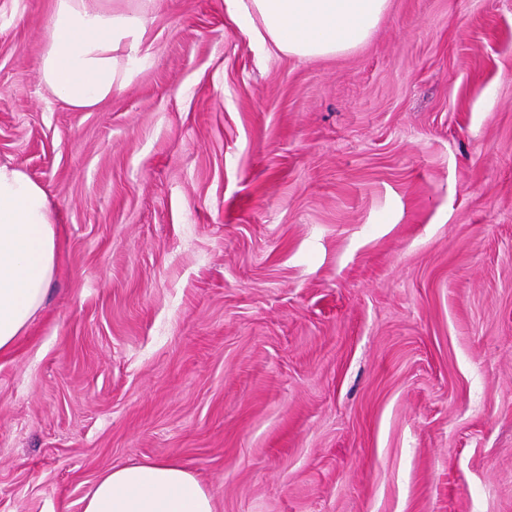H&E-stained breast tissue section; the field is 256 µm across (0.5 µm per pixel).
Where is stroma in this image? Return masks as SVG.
<instances>
[{
  "mask_svg": "<svg viewBox=\"0 0 512 512\" xmlns=\"http://www.w3.org/2000/svg\"><path fill=\"white\" fill-rule=\"evenodd\" d=\"M0 0V162L58 208L0 357V512L170 459L216 512H512V0H389L300 59L150 0L92 112Z\"/></svg>",
  "mask_w": 512,
  "mask_h": 512,
  "instance_id": "stroma-1",
  "label": "stroma"
}]
</instances>
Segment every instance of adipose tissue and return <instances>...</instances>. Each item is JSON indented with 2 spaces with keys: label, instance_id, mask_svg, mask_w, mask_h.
Instances as JSON below:
<instances>
[{
  "label": "adipose tissue",
  "instance_id": "1",
  "mask_svg": "<svg viewBox=\"0 0 512 512\" xmlns=\"http://www.w3.org/2000/svg\"><path fill=\"white\" fill-rule=\"evenodd\" d=\"M388 0H246L239 21L249 37L299 58L336 56L363 44ZM144 33L139 10L112 0H54L41 57L44 85L68 108L94 110L122 85L118 53ZM60 224L46 190L0 164V354L10 351L43 306L56 267ZM83 512H214L211 493L180 464L158 460L100 474Z\"/></svg>",
  "mask_w": 512,
  "mask_h": 512
}]
</instances>
